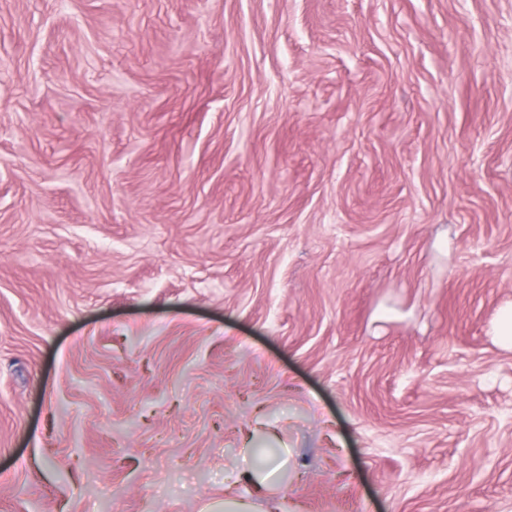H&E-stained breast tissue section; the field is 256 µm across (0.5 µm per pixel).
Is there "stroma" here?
<instances>
[{
  "mask_svg": "<svg viewBox=\"0 0 512 512\" xmlns=\"http://www.w3.org/2000/svg\"><path fill=\"white\" fill-rule=\"evenodd\" d=\"M512 0H0V512H512ZM494 336H497L500 344L507 348L512 349V307L508 306L501 310L494 326ZM289 450L281 448L276 454L258 463L252 462V455H256V448H246L243 460L246 466L233 472L227 479H236L251 485L254 495L248 500L239 499L232 495L231 486L227 487L224 503L220 507H212L203 511L208 512H277L273 501L281 483V475L288 464ZM221 509L215 511L214 509Z\"/></svg>",
  "mask_w": 512,
  "mask_h": 512,
  "instance_id": "1",
  "label": "stroma"
}]
</instances>
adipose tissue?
<instances>
[{
	"label": "adipose tissue",
	"instance_id": "obj_1",
	"mask_svg": "<svg viewBox=\"0 0 512 512\" xmlns=\"http://www.w3.org/2000/svg\"><path fill=\"white\" fill-rule=\"evenodd\" d=\"M288 454V449L284 448L257 463L253 462L251 454H244V468L233 472L232 477L251 485L254 494L246 500L226 495L222 505L224 512H277L273 496L281 483Z\"/></svg>",
	"mask_w": 512,
	"mask_h": 512
}]
</instances>
